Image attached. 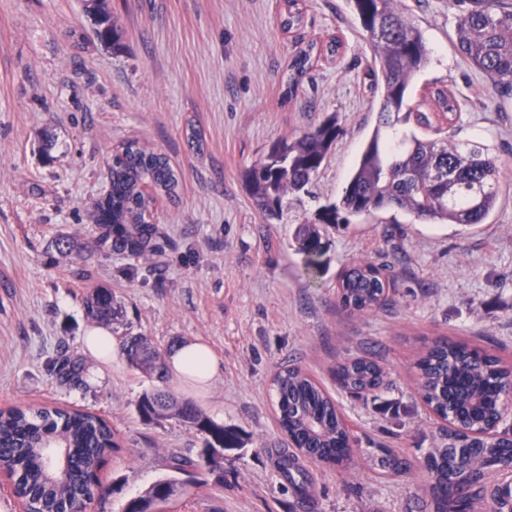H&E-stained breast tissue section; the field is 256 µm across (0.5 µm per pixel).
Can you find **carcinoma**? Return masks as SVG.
<instances>
[{"instance_id":"1","label":"carcinoma","mask_w":512,"mask_h":512,"mask_svg":"<svg viewBox=\"0 0 512 512\" xmlns=\"http://www.w3.org/2000/svg\"><path fill=\"white\" fill-rule=\"evenodd\" d=\"M350 10L373 50L375 72L380 74L378 124L354 165L340 201L323 206L316 218L298 225L294 233L303 255L305 275L314 279L321 273L324 243L322 226L350 223V218L395 209L417 221L439 224H483L497 207L499 168L490 149L477 143L460 144L449 138L399 131L397 125L414 121L424 130L440 132L434 115L412 112L408 105L413 76L429 63L421 28L409 21L395 0H347ZM280 25L292 30L302 21L299 0H284ZM85 12L93 19L98 41L120 46L121 29L108 8L107 0H85ZM455 45L459 54L484 73L494 89L512 95V4L507 0H473V6L456 19ZM342 48L339 39L326 48L310 43L289 60L283 77L284 97L297 95L302 79L313 68L319 54L335 55ZM437 109L448 125L458 118L459 104L444 90L434 92ZM339 128L332 117L302 131L292 139L276 143L265 159L246 174V185L254 206L266 216L277 215L284 196L304 190L320 169L336 142ZM112 180V194L97 205L100 223L94 225L92 243L60 234L47 247V263L68 257L77 263L93 249L100 253L144 254L155 248L156 225L145 222L151 199L150 187L169 197L176 194L178 174L167 155L150 151L136 140L116 146L106 158ZM394 281L372 262L352 264L341 272L336 296L349 312H368L384 306L387 289ZM87 318L110 323L122 314L112 289L100 286L83 299ZM120 350L127 363L168 380L165 357L152 341L142 335L125 333ZM419 391L423 402L451 427H441L435 448L425 466L431 501L420 509L446 512L445 494L456 495L460 512H475L486 502L484 488L457 468V448L466 447L474 433L499 424L501 386L512 379V369L499 358L462 342L436 340L417 361ZM59 379L80 381L79 366L68 359L57 370ZM336 384L362 398L384 386V372L378 363L363 357L347 358L333 370ZM277 423L288 437L292 454L283 456L281 473L298 493L305 489L308 473L297 456L327 466H343L354 453L349 427L332 396L312 376L296 365H288L272 378ZM141 420L151 423L171 417L195 430L203 438L196 457L176 456L174 472L184 475L207 467L219 470L218 457L229 448L243 447L241 431L213 421L199 406L172 393L154 389L143 393L137 404ZM512 425L497 430L475 454L483 465L506 464L512 459L507 448ZM57 444L67 449L60 461L66 479L52 478L44 448ZM119 448L116 432L102 416L66 406L12 407L0 411V470L13 481L16 496L28 502L32 512H84L99 487L98 473L110 453ZM370 467L380 476L406 470L404 458L383 447L369 456ZM186 494L193 483L166 477L141 495L129 500L122 512H155L169 499L173 487Z\"/></svg>"}]
</instances>
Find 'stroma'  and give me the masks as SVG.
Wrapping results in <instances>:
<instances>
[{
	"mask_svg": "<svg viewBox=\"0 0 512 512\" xmlns=\"http://www.w3.org/2000/svg\"><path fill=\"white\" fill-rule=\"evenodd\" d=\"M123 52L97 42L83 0H0V409L67 405L97 413L121 449L100 472L91 512H121L171 474L176 455L196 456L202 437L178 420L143 423L136 412L152 379L121 353L100 373L80 347L92 322L86 292L112 288L124 323L161 350L209 345L220 376L200 395L177 380L210 417L245 431L219 474L199 470L194 493L160 512H420L429 499L425 458L441 425L422 401L416 362L427 345L464 342L512 366V96L455 50L462 0H401L421 27L430 61L413 79L409 106L435 108L443 89L461 106L456 140L487 145L498 159L501 201L486 223L414 221L386 211L328 230L323 273L310 282L295 247L298 224L339 200L378 122L372 51L346 0H300L303 23L282 31L283 0H110ZM340 38L296 97L281 76L309 42ZM340 133L308 189L285 197L279 218L254 207L246 173L274 143L327 117ZM200 134L192 143L191 131ZM166 154L179 174L176 198H156L159 249L132 258L91 252L48 266L59 234L87 238L105 159L126 140ZM387 266L386 306L348 314L336 297L340 272L357 259ZM80 363L78 385L57 380L60 357ZM353 356L375 360L387 388L377 400L340 389L331 376ZM295 364L333 397L359 438L344 468L306 462L298 494L279 460L289 448L274 412L273 375ZM389 403L391 411L378 410ZM405 457L406 473L377 478L370 443Z\"/></svg>",
	"mask_w": 512,
	"mask_h": 512,
	"instance_id": "stroma-1",
	"label": "stroma"
}]
</instances>
